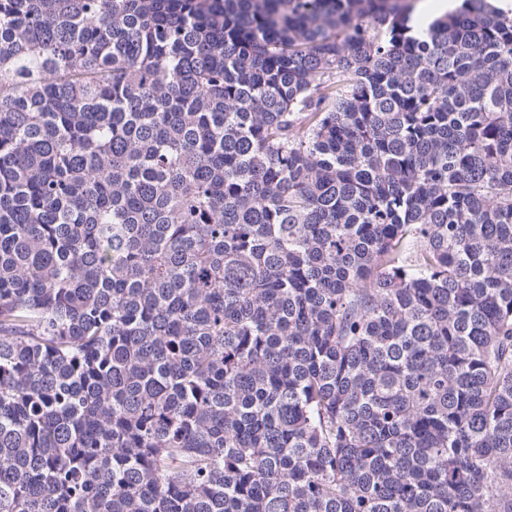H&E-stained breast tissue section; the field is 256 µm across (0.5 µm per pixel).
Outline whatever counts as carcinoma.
I'll use <instances>...</instances> for the list:
<instances>
[{
	"instance_id": "carcinoma-1",
	"label": "carcinoma",
	"mask_w": 512,
	"mask_h": 512,
	"mask_svg": "<svg viewBox=\"0 0 512 512\" xmlns=\"http://www.w3.org/2000/svg\"><path fill=\"white\" fill-rule=\"evenodd\" d=\"M0 0V512H512V11Z\"/></svg>"
}]
</instances>
